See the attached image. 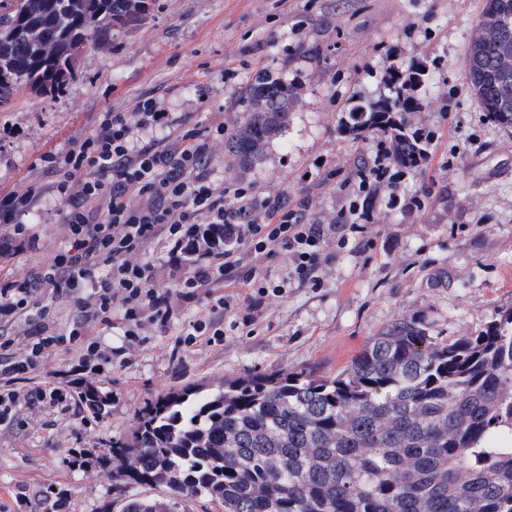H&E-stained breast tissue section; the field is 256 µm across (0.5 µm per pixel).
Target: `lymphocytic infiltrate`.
Masks as SVG:
<instances>
[{
  "label": "lymphocytic infiltrate",
  "mask_w": 512,
  "mask_h": 512,
  "mask_svg": "<svg viewBox=\"0 0 512 512\" xmlns=\"http://www.w3.org/2000/svg\"><path fill=\"white\" fill-rule=\"evenodd\" d=\"M178 120L156 98L141 99L133 112H103L93 132L67 150L42 159L47 188L62 206L64 239L50 260L22 274L0 272V428L12 431L20 411L69 410L64 387L32 385V374L50 355L77 351L106 369L111 354L101 333L120 330L133 342L150 325H168L188 305L208 300L210 316L184 326L185 346L224 340L219 315L237 304L223 293L225 281L248 287L250 310L280 296L270 263L290 261L301 281L316 279L327 240L318 224L302 223L282 202L257 199L246 188H215L206 172L223 127L166 144L157 131ZM44 187L31 183L0 198V258L39 249L25 219ZM162 244L174 264V283L158 284L143 257ZM69 317L58 325L55 302Z\"/></svg>",
  "instance_id": "obj_1"
}]
</instances>
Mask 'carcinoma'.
<instances>
[{"mask_svg":"<svg viewBox=\"0 0 512 512\" xmlns=\"http://www.w3.org/2000/svg\"><path fill=\"white\" fill-rule=\"evenodd\" d=\"M155 0H0V103L22 87L55 90L75 76L82 41L136 25ZM512 19V0H484L478 22ZM54 41L46 63L29 50L33 26ZM495 40L473 42L468 76L492 120L512 129V74ZM293 90L257 77L249 106L265 99L228 140L251 163L257 142L281 131ZM408 101L391 91L350 112L361 135L386 115L394 160L410 167L426 144L407 132ZM97 411L107 396L87 385ZM107 477L164 486L165 501L131 498L116 512H180L193 497L224 512H512V310L475 336L452 341L420 319L372 337L342 372L256 373L212 390L183 388L151 403L128 446L106 456Z\"/></svg>","mask_w":512,"mask_h":512,"instance_id":"1","label":"carcinoma"}]
</instances>
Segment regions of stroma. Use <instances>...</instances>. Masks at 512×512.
<instances>
[{
  "mask_svg": "<svg viewBox=\"0 0 512 512\" xmlns=\"http://www.w3.org/2000/svg\"><path fill=\"white\" fill-rule=\"evenodd\" d=\"M484 0H156L150 18L84 51L65 92L25 88L0 105V123L20 129L0 142V196L43 181L40 159L89 135L99 113L135 111L155 97L182 130L234 131L250 109L244 91L258 73L284 80L295 95L282 132L242 167L217 144L206 170L218 188L245 184L258 199L286 196L307 224L344 223L363 197L373 221L320 252V279L291 280L259 311L224 312V342L181 346L184 322L208 314L191 307L113 358L106 373L50 356L36 373L78 394L86 382L109 399L23 419L0 436V506L52 512L40 502L62 493L61 512H107L116 500L167 498L163 486L112 484L103 460L130 442L139 415L162 394L211 389L253 373L344 370L372 336L416 318L433 335H477L512 310V132L492 122L466 70L467 49ZM423 70L410 130H432L419 166L392 164L398 199L354 178L371 155L347 121L354 104L387 91L391 73ZM60 205L50 194L29 216L41 248L16 271L47 262L62 241ZM30 502H16L18 490Z\"/></svg>",
  "mask_w": 512,
  "mask_h": 512,
  "instance_id": "1",
  "label": "stroma"
}]
</instances>
